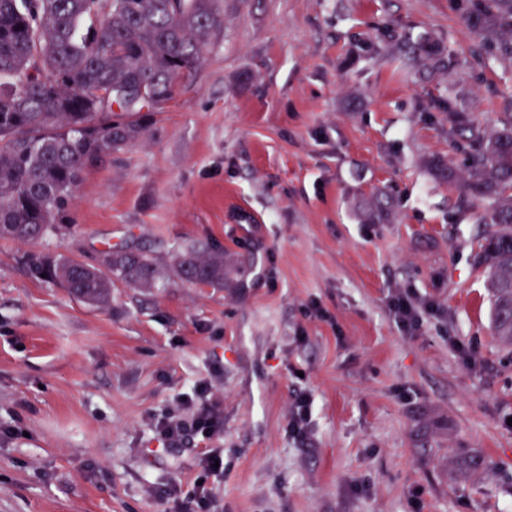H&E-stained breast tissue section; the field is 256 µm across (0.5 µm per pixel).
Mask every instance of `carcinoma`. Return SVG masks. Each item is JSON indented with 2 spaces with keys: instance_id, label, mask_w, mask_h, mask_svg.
Wrapping results in <instances>:
<instances>
[{
  "instance_id": "carcinoma-1",
  "label": "carcinoma",
  "mask_w": 512,
  "mask_h": 512,
  "mask_svg": "<svg viewBox=\"0 0 512 512\" xmlns=\"http://www.w3.org/2000/svg\"><path fill=\"white\" fill-rule=\"evenodd\" d=\"M219 0H0V238L38 242L59 234L86 170L146 130L158 97L202 57L224 27ZM467 20L484 45L512 55V0H472ZM413 66H441L427 42ZM145 87L154 97L140 94ZM472 148L463 173L442 163L438 177L463 180L487 202L489 226L475 265L487 273L495 335L512 346V115L491 134L467 124ZM36 272L73 295L107 304L121 283L152 288L164 273L151 246L106 252L104 267L71 256H38ZM174 274L224 287V250L194 242L176 248Z\"/></svg>"
}]
</instances>
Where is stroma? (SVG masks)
<instances>
[{
    "mask_svg": "<svg viewBox=\"0 0 512 512\" xmlns=\"http://www.w3.org/2000/svg\"><path fill=\"white\" fill-rule=\"evenodd\" d=\"M221 7L202 62L87 172L61 236L0 240V424L17 430L0 512H176L200 480L213 512H512V349L472 262L485 205L459 208L429 167L464 168L458 117L489 132L512 113V56L482 46L463 0ZM422 39L439 70L391 63ZM158 241L167 266L182 241L223 249V287L173 276L98 307L26 263ZM404 289L443 312L416 336L389 309ZM202 381L224 409L218 478L153 434ZM468 454L485 464L463 475ZM312 399L307 393H297L294 396L288 419L290 433L297 437L304 436L311 420Z\"/></svg>",
    "mask_w": 512,
    "mask_h": 512,
    "instance_id": "obj_1",
    "label": "stroma"
}]
</instances>
